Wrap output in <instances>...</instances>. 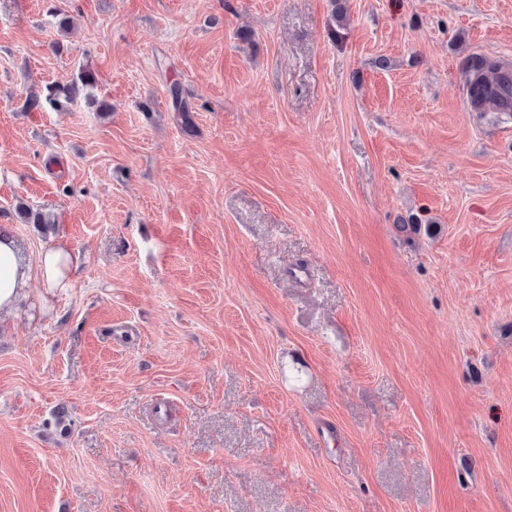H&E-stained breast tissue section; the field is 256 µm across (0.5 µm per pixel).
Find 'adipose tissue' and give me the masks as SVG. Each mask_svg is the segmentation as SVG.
<instances>
[{"instance_id": "ef3b65f1", "label": "adipose tissue", "mask_w": 512, "mask_h": 512, "mask_svg": "<svg viewBox=\"0 0 512 512\" xmlns=\"http://www.w3.org/2000/svg\"><path fill=\"white\" fill-rule=\"evenodd\" d=\"M78 265V255L64 247L52 246L41 253L35 267H23L13 239L0 237V310L18 304L24 279L35 276L47 289L65 288Z\"/></svg>"}]
</instances>
